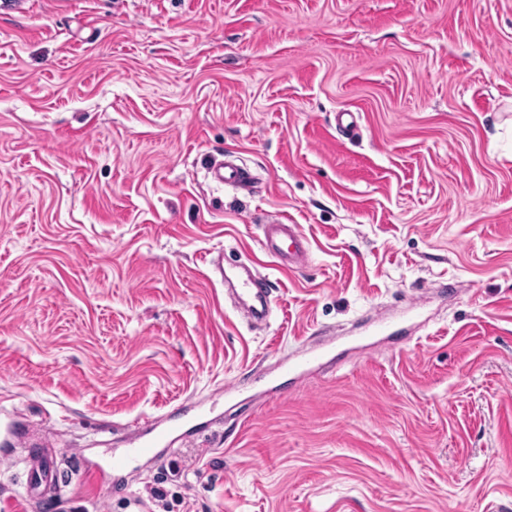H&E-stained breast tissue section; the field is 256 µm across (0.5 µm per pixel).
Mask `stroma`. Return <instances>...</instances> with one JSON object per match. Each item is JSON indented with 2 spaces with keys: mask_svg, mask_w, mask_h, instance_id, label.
<instances>
[{
  "mask_svg": "<svg viewBox=\"0 0 512 512\" xmlns=\"http://www.w3.org/2000/svg\"><path fill=\"white\" fill-rule=\"evenodd\" d=\"M148 415L128 485L28 507L6 422ZM0 512H512V0H0ZM215 181L234 188L239 192L250 193L254 177L249 169L234 164L219 163L211 169ZM264 250L288 260L289 268H303L309 260L305 238L295 224H284L281 220L268 219L262 225ZM288 241L286 250L283 243ZM272 282L264 276L248 275L246 278L240 280L237 290L239 297H246L259 301L260 309L256 306L249 308L248 320L258 322L267 316V308L270 302L272 289Z\"/></svg>",
  "mask_w": 512,
  "mask_h": 512,
  "instance_id": "1",
  "label": "stroma"
}]
</instances>
